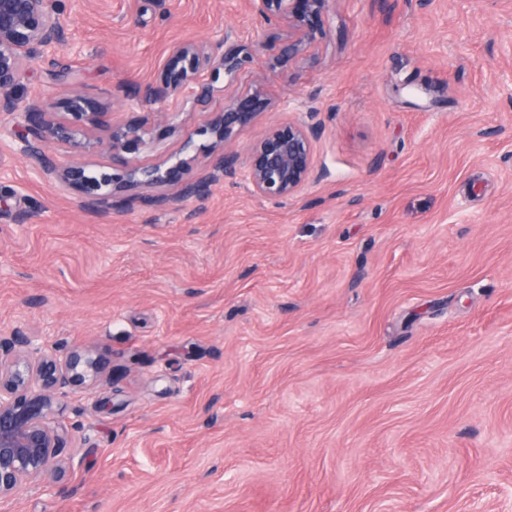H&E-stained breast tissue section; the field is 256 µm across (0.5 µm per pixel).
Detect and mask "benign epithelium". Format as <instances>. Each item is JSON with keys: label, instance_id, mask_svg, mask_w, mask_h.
I'll use <instances>...</instances> for the list:
<instances>
[{"label": "benign epithelium", "instance_id": "1", "mask_svg": "<svg viewBox=\"0 0 512 512\" xmlns=\"http://www.w3.org/2000/svg\"><path fill=\"white\" fill-rule=\"evenodd\" d=\"M336 0H250L260 23L288 27L284 53L298 52L313 38L311 18L330 11ZM54 0H0V112L18 114L20 129L10 135L13 150L31 168L55 177L75 190L84 207L102 214L130 199L151 200L146 192L157 186L181 183L187 197L201 196L224 177L241 174L252 191L264 198L295 195L310 178L313 142L322 124L312 123L308 112L287 124H274L248 149L245 157L224 152V144L240 127L250 124L255 112L250 101H236L199 131L208 143L188 140L180 151L163 162L143 166L123 157L149 134L144 117L112 129L110 135L94 138L104 113L93 112V100L75 93L67 101V112L58 115L37 104L19 105L15 91L25 80L37 53L56 48L65 40L62 24L54 17ZM244 62L240 46L231 34L210 46L191 43L173 46L159 78L133 90L118 85L130 102L163 103L171 97H191L203 102L210 81L223 73L232 75ZM60 145L73 155L100 149L120 164L117 172L97 169L82 162L62 163L50 151ZM209 158L206 172L184 181L199 154ZM101 361L91 351L72 348L65 356L54 346L15 331L0 337V499L15 494L29 480L41 476L54 479L64 472L63 452L73 447L74 428L59 420L65 398L77 390L96 388Z\"/></svg>", "mask_w": 512, "mask_h": 512}]
</instances>
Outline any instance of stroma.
Instances as JSON below:
<instances>
[{
	"label": "stroma",
	"mask_w": 512,
	"mask_h": 512,
	"mask_svg": "<svg viewBox=\"0 0 512 512\" xmlns=\"http://www.w3.org/2000/svg\"><path fill=\"white\" fill-rule=\"evenodd\" d=\"M67 44L18 96L75 90L113 124L176 42L254 46L205 103L171 102L135 152L160 163L238 100L273 124L315 112L288 199L225 177L102 215L0 139V331L89 347L97 394L53 489L0 512H502L512 502V0H336L304 50L248 0H61ZM74 82L53 77L55 64ZM27 215L19 223V215Z\"/></svg>",
	"instance_id": "obj_1"
}]
</instances>
